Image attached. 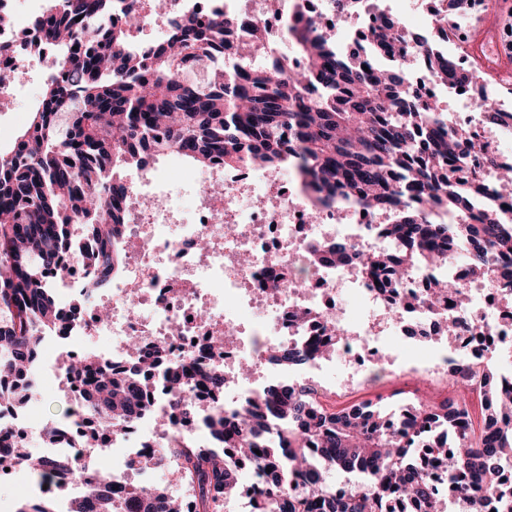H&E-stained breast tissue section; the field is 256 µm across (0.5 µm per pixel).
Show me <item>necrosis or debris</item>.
I'll use <instances>...</instances> for the list:
<instances>
[{
	"label": "necrosis or debris",
	"instance_id": "1",
	"mask_svg": "<svg viewBox=\"0 0 512 512\" xmlns=\"http://www.w3.org/2000/svg\"><path fill=\"white\" fill-rule=\"evenodd\" d=\"M45 9L44 0H0V98L13 100L14 87L52 52L42 46L32 24ZM248 10L258 27L285 31L299 19L312 18L327 36L336 30L353 32L354 39L339 48V56L365 55L371 27L392 11H413V0H351L343 15H336L330 0H170L167 13L141 8L139 24L156 25L161 40H168L176 21L221 12L232 16ZM500 28L494 0H467L458 19L449 21L443 45L450 62L472 75L470 84L449 87L415 63L414 87L423 95L449 94L457 103L448 114L452 128L467 129L475 148L472 168L486 186H493L500 166L512 164V92L501 86L493 64L482 56L485 41ZM491 102L502 112V123L487 127L480 107ZM219 183L220 196L206 197L200 187ZM195 201L191 214H183V195ZM129 234L136 247L129 257V274L112 284L109 298L91 299L67 336L68 342L88 335L111 337L105 356L114 371L125 373L127 337H140L144 353L164 351L189 363L220 368L224 390L233 402L262 393L272 370L268 353L281 343L306 344L320 335L327 316H334L344 335L337 358L353 379L377 376L390 361L386 336H405L410 323H443L453 316L457 333L447 344L433 348V355L415 372L402 371L403 381H426L465 368L474 396L488 388L489 361L512 364V289L498 280L472 286L462 281V268L454 258L424 269H408L395 289L378 290L375 280L355 262L339 266H314L310 246L327 249L337 239L355 250H389L393 244L383 234L386 214L362 210L338 200L328 208L314 209L297 186H286L284 175L258 167L228 169L217 162L191 171L173 183L161 174L156 158L147 159L119 200ZM207 248H200V241ZM459 283L464 306L440 304L410 310L396 304L395 293L423 297L435 282ZM105 320H96L99 309ZM221 330L230 338L223 357L202 354L196 339ZM51 339L40 342L28 375L0 381V387L28 391L37 398L49 385L62 387L70 396L73 414L57 425L56 447L36 449V456L50 461L65 455L89 466L97 448L84 442L94 428L83 412L80 385L66 368L52 367L44 350ZM46 423L15 403L0 402V432L9 435L13 447L25 448L31 438L43 435ZM187 443L208 447V438L197 419L180 418L170 427L157 425L150 412L138 415L132 425L108 434L105 445L124 449L126 457H146L162 447Z\"/></svg>",
	"mask_w": 512,
	"mask_h": 512
}]
</instances>
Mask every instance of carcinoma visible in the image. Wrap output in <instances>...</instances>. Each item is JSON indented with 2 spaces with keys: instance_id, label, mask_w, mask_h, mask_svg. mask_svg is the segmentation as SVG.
<instances>
[{
  "instance_id": "obj_1",
  "label": "carcinoma",
  "mask_w": 512,
  "mask_h": 512,
  "mask_svg": "<svg viewBox=\"0 0 512 512\" xmlns=\"http://www.w3.org/2000/svg\"><path fill=\"white\" fill-rule=\"evenodd\" d=\"M113 0H51L37 17L43 43L58 53L41 100L27 126L0 156V375H22L42 336H67L82 301L69 311L58 304L42 276L57 269L66 254L93 268L88 283L98 294L112 286L130 245L125 217L115 202L127 192L121 172L138 167L142 152L204 166L253 163L268 170L293 167L316 203L335 201L336 190L367 209H391L389 231L403 257L360 253L370 271L393 277L405 265L435 264L448 243L458 242V259L475 277L492 274L496 254H512V224H504L486 185L461 175L468 165L467 135L448 126V112L419 96L402 62L363 69L338 57L321 29L307 21L290 28L294 53L307 60L301 69L283 64L246 72L238 60L245 44L230 45L224 34L232 22L217 13L181 20L174 35L140 55L127 50L129 30L108 21ZM414 42L428 67L445 83L463 84L468 75L424 37L409 39L393 22L372 28L368 47L376 58L404 52ZM211 80L196 84L182 77L190 58L208 61ZM481 222L466 224L473 208ZM282 362L304 365L311 355L282 350ZM68 369L80 379L88 412L117 433L147 410L148 384L131 373L121 383L94 353ZM148 370L167 387L168 403L187 415L192 404L181 391H224V373L195 369L162 354ZM316 388L277 383L260 402L208 414L204 426L216 448L175 444L149 458L129 461L154 470L164 458H182L183 470L169 482H192L197 512H223L224 500L240 489L239 464L263 480L250 512H442L438 490L422 466L434 454L448 469V486L461 489L471 475L512 512V485L502 481L512 469V392L490 390L486 419L471 438L453 412L444 409L391 429L386 420L400 409L366 403L349 412L314 407ZM0 448L40 485L49 488L67 476L92 488L72 500L71 512H182L181 503L161 484H130L117 498L106 477L69 459L51 463L13 448L0 435ZM359 474L336 493L324 472ZM54 495L20 498L16 512H56Z\"/></svg>"
}]
</instances>
